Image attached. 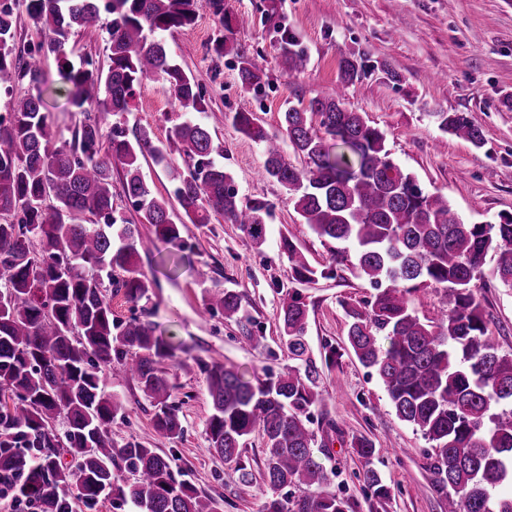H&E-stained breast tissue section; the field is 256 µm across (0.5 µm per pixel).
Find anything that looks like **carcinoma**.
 Masks as SVG:
<instances>
[{
	"mask_svg": "<svg viewBox=\"0 0 512 512\" xmlns=\"http://www.w3.org/2000/svg\"><path fill=\"white\" fill-rule=\"evenodd\" d=\"M43 38L15 53L19 0H0V93L10 112L0 119V497L28 512H77L105 499L132 503L139 512H219V503L176 478L170 460L131 439L116 445L112 425L123 410L107 378H131L152 399L154 427L168 440L183 434L178 410L168 403L173 348L138 317L112 312V295L128 303L149 299L136 264L137 225L114 210L113 198L135 206L155 237L179 245L180 225L205 224L217 214L240 225L255 245L265 242L271 204L240 202L234 176L211 155V128L190 117L207 111L202 87L169 54L164 34L192 24L207 4L221 16L225 34L209 51L233 56L243 88L268 79L264 58L236 42L223 0H24ZM110 19L103 20L102 14ZM103 27L109 64H79L66 55L70 37ZM288 74L303 73L305 50L282 33ZM61 62L70 104L82 115L69 141L59 142L42 112L35 86L45 57ZM362 64L345 58L336 91L308 106L282 112L281 135L269 134L251 112H236L235 130L263 147L261 175L277 182L302 223L329 245L331 261L316 267L285 237L289 272L298 282L332 279L349 262L377 289L373 302L344 304L347 340L358 361L375 371L398 418L431 444L432 484L448 512H512V354H501L472 292L487 255L494 277L512 288V218L466 223L438 194L422 190L386 148V135L345 102ZM166 82L179 117L166 139L137 127L133 137L112 122L130 111L142 82ZM25 94L14 89L24 80ZM445 134L484 147L485 137L463 112H434ZM110 136L103 141L104 125ZM303 157L288 162L284 144ZM185 162L173 165V157ZM163 168L171 190L158 197L141 161ZM123 169L112 181V163ZM445 287L448 308L437 322L422 320L408 295L421 285ZM209 313L241 324L250 318L229 288L210 289ZM280 335L299 366L254 382L232 366L201 365L212 404L206 433L210 448L241 482L251 477L241 461L253 433L265 443V477L277 490L264 512H348L347 500L323 490L329 481L322 449L310 429L318 367L306 356L309 308L299 293L281 299ZM63 418V433L53 427ZM67 454L71 461L64 463ZM375 498L388 491L377 472H363Z\"/></svg>",
	"mask_w": 512,
	"mask_h": 512,
	"instance_id": "carcinoma-1",
	"label": "carcinoma"
}]
</instances>
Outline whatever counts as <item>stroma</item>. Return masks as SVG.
<instances>
[{
  "label": "stroma",
  "mask_w": 512,
  "mask_h": 512,
  "mask_svg": "<svg viewBox=\"0 0 512 512\" xmlns=\"http://www.w3.org/2000/svg\"><path fill=\"white\" fill-rule=\"evenodd\" d=\"M239 42L265 59L268 81L259 91L244 90L232 57L215 58L208 50L221 25L210 7L200 8L193 24L166 35L170 54L189 70L206 92L209 108L229 117L254 113L269 133L280 129L288 102L309 100L331 91L343 57L365 61L362 78L347 93L350 108L382 130L393 160L413 173L428 192L445 196L472 223L497 222L512 215V0H224ZM305 49L304 75L288 76L278 49L277 28ZM397 80L385 78V70ZM43 110L53 131L71 138L79 120L64 94L55 58L42 68ZM464 112L484 132L486 144L443 134L433 115ZM167 85L149 79L138 88L127 129L152 128L165 139L175 119ZM213 139L222 146L220 162L232 171L241 201L263 199L272 206L266 241L255 246L239 225L212 216L206 224H185L188 247L178 270H171L169 245L157 240L151 225L140 223L131 202L115 198L114 207L139 227L142 245L137 266L150 283L148 302L132 305L123 295L112 298L121 319L150 321L159 334L178 345L180 364L172 368L170 402L179 410L182 437L170 441L154 429V409L135 381L116 380L125 418L114 427V440L136 439L171 460L177 478L199 493L220 501L222 512H261L273 495L263 478L264 445L251 435L242 459L252 473L249 483L229 478L230 468L209 449L206 426L212 412L201 363L234 365L247 378L283 374L294 367L275 319L285 295L300 290L308 304L309 354L320 377V402L312 427L322 445V461L331 491L347 499L349 512H446L428 470L430 445L401 421L377 375L358 362L347 341L344 303L370 300L368 280L350 272L333 279L296 285L289 277L282 236L293 237L312 263L330 254L293 202L274 181L262 178V153L227 120ZM494 259H487L473 291L502 352L512 353V290L498 285ZM236 290L245 313L256 324L257 342H248L240 325L217 314L201 317L213 284ZM337 349V364L324 356ZM369 439L372 459L360 457L353 441ZM372 466L388 489L376 500L361 473Z\"/></svg>",
  "instance_id": "1"
}]
</instances>
